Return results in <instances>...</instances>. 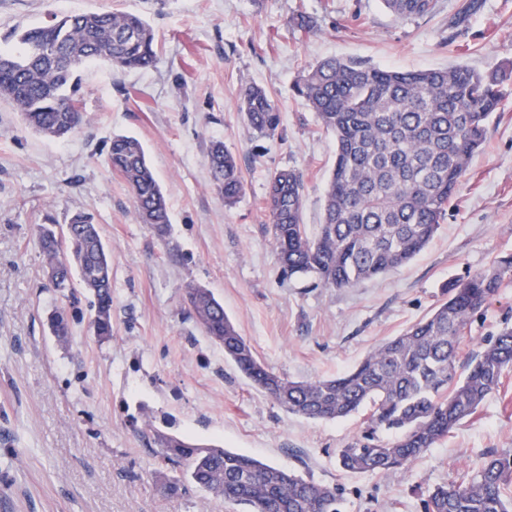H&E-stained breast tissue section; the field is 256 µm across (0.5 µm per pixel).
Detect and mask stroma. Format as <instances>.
Returning a JSON list of instances; mask_svg holds the SVG:
<instances>
[{
  "label": "stroma",
  "instance_id": "35a3bbf8",
  "mask_svg": "<svg viewBox=\"0 0 512 512\" xmlns=\"http://www.w3.org/2000/svg\"><path fill=\"white\" fill-rule=\"evenodd\" d=\"M463 0H436L400 20L382 0H0V37L52 16L112 10L151 24L150 71L105 64L84 74V122L64 139L29 128L0 101V512H246L199 488L167 496L146 424L223 446L337 487L340 512H423L428 487L462 480L484 454L512 451V371L448 438L405 470L349 474L336 453L365 431L368 409L338 421L286 412L257 392L187 304L204 288L224 306L257 357L295 381L335 377L400 335L447 296L449 285L512 256V0H481L449 38ZM313 18L312 32L296 25ZM396 70L465 64L503 70L505 98L472 158L457 200L409 264L350 288L291 276L278 263L265 209L271 176L303 177V222L316 233L336 141L294 80L325 58ZM267 90L278 134L248 130L244 88ZM142 143L167 197L165 232L138 219L107 160L113 136ZM223 142L243 178L225 206L207 153ZM93 214L112 255V336L95 335L85 292L51 288L39 225ZM71 334L51 336L57 309ZM512 325V284L475 316L458 350L466 366Z\"/></svg>",
  "mask_w": 512,
  "mask_h": 512
}]
</instances>
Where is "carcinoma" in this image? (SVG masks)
Segmentation results:
<instances>
[{
	"instance_id": "cac0c4a2",
	"label": "carcinoma",
	"mask_w": 512,
	"mask_h": 512,
	"mask_svg": "<svg viewBox=\"0 0 512 512\" xmlns=\"http://www.w3.org/2000/svg\"><path fill=\"white\" fill-rule=\"evenodd\" d=\"M397 19L430 14L434 0H383ZM478 0L462 5L450 26H465ZM0 45V100L11 101L26 124L49 137L78 129L81 73L97 63L149 71L158 54L150 24L134 13L87 12L54 17ZM504 78L467 66L398 71L358 59L316 62L293 85L336 139L323 221L311 236L302 224L303 180L294 169L269 181L266 205L276 256L288 274L314 275L327 288H346L410 263L446 218L471 156L483 144L488 121L500 109ZM239 111L249 129L274 136L281 112L267 92L249 86ZM126 181L136 214L163 230L170 223L165 194L138 139L119 135L107 151ZM208 165L224 205L243 191L237 161L220 141ZM39 242L55 286L74 278L91 297L94 332L112 336V263L94 217L72 213L67 224H43ZM512 258L448 289V298L404 333L373 348L341 376L296 382L260 362L210 292H188L193 314L225 357L288 412L313 420H340L370 408L367 434L338 450L340 468L353 474H389L408 468L503 382L512 368V327L487 341L464 373L456 359L471 319L487 308L505 281ZM379 431L396 434L392 441ZM156 453L180 475L159 472L160 491L179 494L191 483L250 512H339L338 489L288 473L225 448L201 446L153 431ZM423 512H512V454H491L465 480L436 485Z\"/></svg>"
}]
</instances>
